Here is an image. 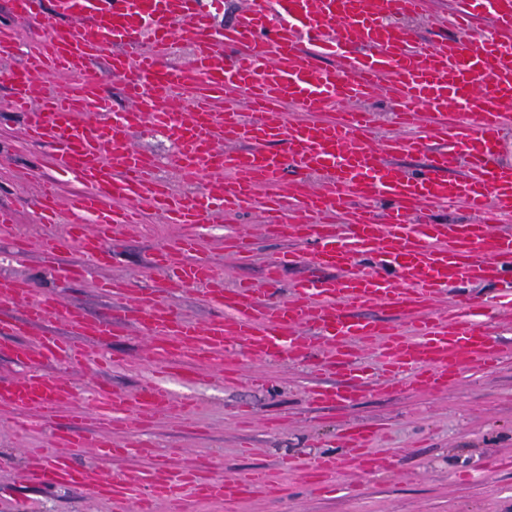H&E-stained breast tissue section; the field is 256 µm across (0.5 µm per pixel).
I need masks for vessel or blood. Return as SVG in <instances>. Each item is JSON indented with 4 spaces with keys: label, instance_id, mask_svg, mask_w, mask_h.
Masks as SVG:
<instances>
[{
    "label": "vessel or blood",
    "instance_id": "1",
    "mask_svg": "<svg viewBox=\"0 0 512 512\" xmlns=\"http://www.w3.org/2000/svg\"><path fill=\"white\" fill-rule=\"evenodd\" d=\"M431 0H251L227 24L217 25L223 0H56L46 15L42 0H11L25 21L48 29L26 44L24 62L11 72L12 105L28 113L25 136L51 141L55 169L76 181L79 192L61 203L53 179H43L37 203L46 222L40 249L57 258L75 250L86 262H105L120 224L140 221L139 204L162 213L180 232L153 258L174 285L206 286L219 319L202 326L163 296L124 310L120 319L87 320L57 295L29 297L28 285L6 282L5 294L30 302L17 331L60 315L71 339L55 334L18 346L24 375L0 389V408L11 411L21 429L50 421L74 395L65 375L87 356L86 345L104 342L114 322L151 327V350L161 363L195 378L216 371L225 380L241 376L240 361L298 362L320 355L343 367L346 382L319 386L318 404L348 405L358 398L364 372L359 352L376 351L382 389L400 385L438 393L469 367L492 368L504 343L481 321L471 297L459 294L447 311L436 304L458 283L504 284L498 308L512 316V232L493 223L512 216V165L498 163V147L512 132V0H455L448 23L457 36L448 45L421 39L404 18L431 19ZM84 18L68 37L54 33L55 16ZM191 47L189 65L170 64L177 40ZM334 57L329 67L322 57ZM104 61L124 82L130 105L111 121L91 122L108 111L101 73ZM69 73L76 80L64 92L31 104V78ZM396 94L391 114L396 135L371 141L375 122L366 102L385 87ZM240 90L245 110L213 109L227 88ZM301 119H289L284 105ZM173 141L179 179L196 186L192 199L173 193L156 175L155 159L132 143L141 129ZM424 154L428 162L408 171L399 155ZM297 174L282 180L285 170ZM217 179L210 188L207 178ZM296 217L276 219L284 199ZM463 204L480 222L440 224L435 209ZM262 210L271 220L268 236L294 241V249L270 261L265 278L277 284L284 265L304 264L316 277L300 281L290 297L263 298L242 283L228 288L224 276L198 249L197 233L214 211ZM66 211L65 231L53 225ZM224 250L238 262L251 253L247 234L224 235ZM384 305L409 315L400 323L359 317V310ZM313 335H299L302 326ZM63 367L45 373L46 364ZM164 414L178 400L165 388L147 387L131 396L96 390L92 428L86 409L73 410L70 447L90 448L102 458L143 454L142 445L119 444L104 431L128 418L133 404ZM373 427L354 425L343 435L351 455L311 461V485L354 469L366 471ZM27 478L47 486L81 484L83 469L66 457L51 465L34 462ZM94 497L110 500L114 512H187V501L232 505L249 495L277 493L263 471L232 478L199 477L182 465L114 470L90 486Z\"/></svg>",
    "mask_w": 512,
    "mask_h": 512
}]
</instances>
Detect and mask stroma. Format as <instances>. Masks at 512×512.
Segmentation results:
<instances>
[{"mask_svg":"<svg viewBox=\"0 0 512 512\" xmlns=\"http://www.w3.org/2000/svg\"><path fill=\"white\" fill-rule=\"evenodd\" d=\"M21 63L17 52L0 58V208L17 213L18 235L32 245L21 254L17 235H0V280L22 279L33 294L59 295L91 321L108 308L120 309L169 288L167 273L154 268L152 258L165 245L170 228L152 212L146 213L144 223L120 227L107 264L89 267L77 279L61 280L53 260L34 247L42 231L36 205L41 177H56L65 200L76 186L69 177L57 175L50 146L25 138L26 117L13 110L7 82L9 72ZM134 143L161 160L160 174L175 193L192 194L174 169L175 149L169 141L147 131L136 133ZM232 226L241 227L255 243L249 264L234 265L224 254V233ZM199 243L227 284L246 280L261 290L267 263L290 247L266 237L258 211L232 218L211 214ZM106 280L125 283L127 295L108 299L100 289ZM149 349L147 336L118 327L104 345L90 346L86 364L69 378L81 395L96 384L120 393L153 384L167 387L181 403L178 415L155 417L140 432L123 421L112 427L113 440L149 444L151 455L103 460L88 449L72 451L62 440L70 428L66 404L48 426L23 433L12 427L10 414L0 412V512H112L87 486L44 488L25 481L22 472L31 448L39 449L47 462L71 457L100 480L116 468L191 463L227 477L262 469L280 488L277 495H257L224 508L196 504L193 512H512V352L496 368L465 369L459 382L438 394L365 386L352 405L343 406L317 405L310 398L316 382L342 381L338 365L265 362L261 369L267 383L255 388L246 379L251 363H243L245 376L233 384L218 374L182 379L154 362ZM243 404L253 411L246 426L237 417ZM353 423L379 427L370 452L376 459H390L394 472L353 470L336 477L335 490L314 489L303 477V466L315 456L342 453L337 436Z\"/></svg>","mask_w":512,"mask_h":512,"instance_id":"1","label":"stroma"}]
</instances>
